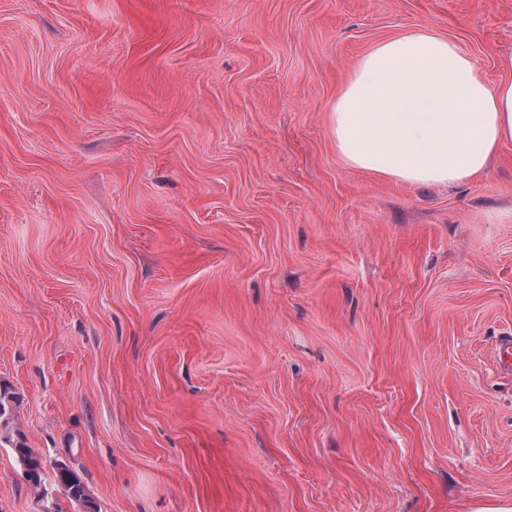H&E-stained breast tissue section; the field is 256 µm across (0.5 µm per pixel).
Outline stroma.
Instances as JSON below:
<instances>
[{
  "label": "stroma",
  "instance_id": "stroma-1",
  "mask_svg": "<svg viewBox=\"0 0 512 512\" xmlns=\"http://www.w3.org/2000/svg\"><path fill=\"white\" fill-rule=\"evenodd\" d=\"M422 26L512 74V0H0V383L100 512L512 498V145L437 188L329 133ZM0 512L74 506L2 445Z\"/></svg>",
  "mask_w": 512,
  "mask_h": 512
}]
</instances>
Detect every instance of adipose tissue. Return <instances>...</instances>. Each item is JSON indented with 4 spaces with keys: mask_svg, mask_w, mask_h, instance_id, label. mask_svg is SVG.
<instances>
[{
    "mask_svg": "<svg viewBox=\"0 0 512 512\" xmlns=\"http://www.w3.org/2000/svg\"><path fill=\"white\" fill-rule=\"evenodd\" d=\"M330 132L351 168L453 187L482 177L512 144V77L489 84L435 29L402 31L358 60L331 109Z\"/></svg>",
    "mask_w": 512,
    "mask_h": 512,
    "instance_id": "ef3b65f1",
    "label": "adipose tissue"
}]
</instances>
